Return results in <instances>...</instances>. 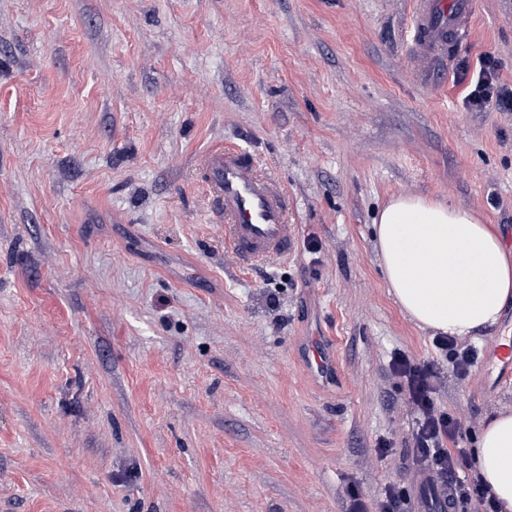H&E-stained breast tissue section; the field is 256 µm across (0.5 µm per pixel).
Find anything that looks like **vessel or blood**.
I'll list each match as a JSON object with an SVG mask.
<instances>
[{
	"instance_id": "1",
	"label": "vessel or blood",
	"mask_w": 512,
	"mask_h": 512,
	"mask_svg": "<svg viewBox=\"0 0 512 512\" xmlns=\"http://www.w3.org/2000/svg\"><path fill=\"white\" fill-rule=\"evenodd\" d=\"M408 27L410 57L422 75L443 69L448 48L469 29L474 0H412ZM202 186L219 203L224 241L239 268L285 260L297 247L295 225L288 222L287 198L280 185L261 177L253 154L216 145L200 160ZM488 363L512 375V343L495 345ZM308 376L327 383L337 373L336 354L327 340L313 337L304 349Z\"/></svg>"
}]
</instances>
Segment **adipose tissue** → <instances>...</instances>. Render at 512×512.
Segmentation results:
<instances>
[{
	"label": "adipose tissue",
	"instance_id": "ef3b65f1",
	"mask_svg": "<svg viewBox=\"0 0 512 512\" xmlns=\"http://www.w3.org/2000/svg\"><path fill=\"white\" fill-rule=\"evenodd\" d=\"M374 231L389 292L421 326L473 336L492 329L512 301V247L473 211L399 194ZM472 455L500 512H512L511 410L482 426Z\"/></svg>",
	"mask_w": 512,
	"mask_h": 512
}]
</instances>
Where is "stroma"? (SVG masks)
Returning <instances> with one entry per match:
<instances>
[{
    "label": "stroma",
    "instance_id": "1",
    "mask_svg": "<svg viewBox=\"0 0 512 512\" xmlns=\"http://www.w3.org/2000/svg\"><path fill=\"white\" fill-rule=\"evenodd\" d=\"M475 2L424 79L410 0H0V512L414 498L397 352L438 360L465 448L512 409V377L437 359L373 239L408 193L512 245V112L462 104L483 58L512 87V0ZM216 143L287 190L288 260L227 253L198 182ZM314 335L339 365L324 385L301 363Z\"/></svg>",
    "mask_w": 512,
    "mask_h": 512
}]
</instances>
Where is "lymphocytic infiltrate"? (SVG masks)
<instances>
[{"instance_id": "1", "label": "lymphocytic infiltrate", "mask_w": 512, "mask_h": 512, "mask_svg": "<svg viewBox=\"0 0 512 512\" xmlns=\"http://www.w3.org/2000/svg\"><path fill=\"white\" fill-rule=\"evenodd\" d=\"M495 70L493 59H483L463 101L467 109L479 112L491 106L512 112V87L499 84ZM390 372L400 382L404 404L416 415L412 458L428 471L434 485L447 489L451 512H467L468 504L475 501L483 505V512H497L483 484L460 473L468 452L457 445L463 435L459 421L437 405L441 377L436 361L416 363L398 354L390 361Z\"/></svg>"}]
</instances>
